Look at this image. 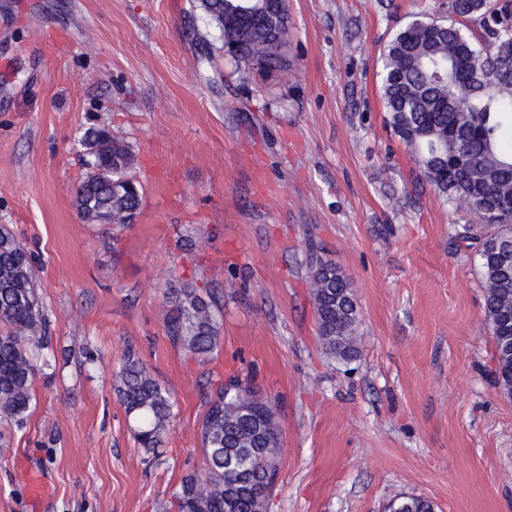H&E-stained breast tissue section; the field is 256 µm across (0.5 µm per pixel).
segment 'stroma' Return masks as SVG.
I'll use <instances>...</instances> for the list:
<instances>
[{
  "label": "stroma",
  "instance_id": "stroma-1",
  "mask_svg": "<svg viewBox=\"0 0 512 512\" xmlns=\"http://www.w3.org/2000/svg\"><path fill=\"white\" fill-rule=\"evenodd\" d=\"M446 3L288 0V76L243 79L188 0H0V225L36 256L55 350L0 456V512H176L172 490L202 465L203 394L233 375L280 426L266 512H385L399 496L512 512V398L474 242L491 227L418 182L380 93L384 46ZM92 125L131 149L134 223L74 206ZM319 259L357 300L348 360L318 339ZM176 274L224 298L207 362L167 337ZM128 354L175 399L156 456L113 390Z\"/></svg>",
  "mask_w": 512,
  "mask_h": 512
}]
</instances>
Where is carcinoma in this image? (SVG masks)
Instances as JSON below:
<instances>
[{"label": "carcinoma", "instance_id": "obj_1", "mask_svg": "<svg viewBox=\"0 0 512 512\" xmlns=\"http://www.w3.org/2000/svg\"><path fill=\"white\" fill-rule=\"evenodd\" d=\"M200 0L208 25L241 73L255 66L288 76V5L252 0ZM381 96L394 134L410 150L419 179L453 206L467 203L477 224L497 230L477 250L485 285L484 314L498 361L500 392L512 397V0H448L447 16L413 17L382 51ZM87 171L75 194L80 215L94 224H131L141 183L128 178L130 146L106 127L81 140ZM311 299L322 348L347 359L359 324L350 280L331 262L312 267ZM32 253L0 225V421L28 416L36 352L50 346ZM219 296L183 281L166 297L170 342L202 361L221 342ZM113 389L147 453L162 446L173 417L171 393L129 355ZM201 424L202 471L183 476L172 492L178 512H265L279 462L275 412L256 391L231 379L207 397ZM388 512H435L420 496L390 502Z\"/></svg>", "mask_w": 512, "mask_h": 512}]
</instances>
